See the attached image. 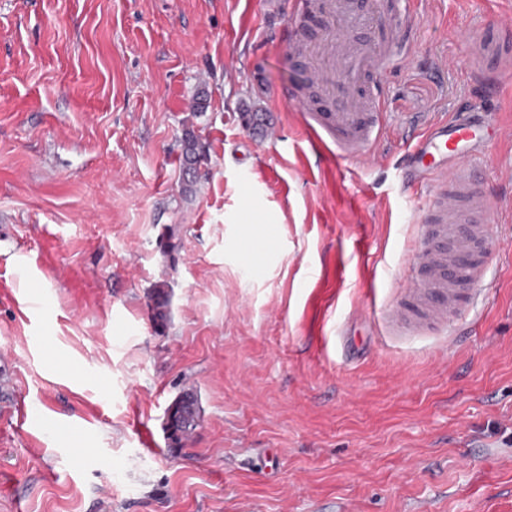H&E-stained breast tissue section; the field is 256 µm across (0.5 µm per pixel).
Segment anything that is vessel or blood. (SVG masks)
<instances>
[{
  "label": "vessel or blood",
  "mask_w": 512,
  "mask_h": 512,
  "mask_svg": "<svg viewBox=\"0 0 512 512\" xmlns=\"http://www.w3.org/2000/svg\"><path fill=\"white\" fill-rule=\"evenodd\" d=\"M293 18L318 15L325 23L307 41L296 29L282 45L304 59L315 98L327 109L313 112L295 98L315 140H329L338 158L368 164L388 124L382 107L379 59L393 42L389 24L374 0H290ZM483 121L467 116L432 125L409 154L408 177L433 176L429 199L417 226V271L385 307L382 323L420 336L447 326L473 298L485 278L488 218L487 183L472 166L485 146Z\"/></svg>",
  "instance_id": "1"
}]
</instances>
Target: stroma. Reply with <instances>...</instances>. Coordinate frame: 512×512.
I'll return each instance as SVG.
<instances>
[{"label": "stroma", "mask_w": 512, "mask_h": 512, "mask_svg": "<svg viewBox=\"0 0 512 512\" xmlns=\"http://www.w3.org/2000/svg\"><path fill=\"white\" fill-rule=\"evenodd\" d=\"M384 2L413 51L367 165L289 100V0H0V512H512V215L475 310L379 327L414 273L416 135L467 105L512 127V0ZM477 165L512 208V139ZM180 160L183 172L186 176L184 180V191L190 192L197 183L196 178L203 160V153L198 139L191 131H186L181 140ZM183 397L186 396L182 395L178 397L173 401V404L171 403L168 407L171 409L175 406V409L169 416V420H167L166 429L170 439L176 445H178L181 439L188 435L196 425V420L194 416L192 417L190 405L182 404Z\"/></svg>", "instance_id": "1"}]
</instances>
